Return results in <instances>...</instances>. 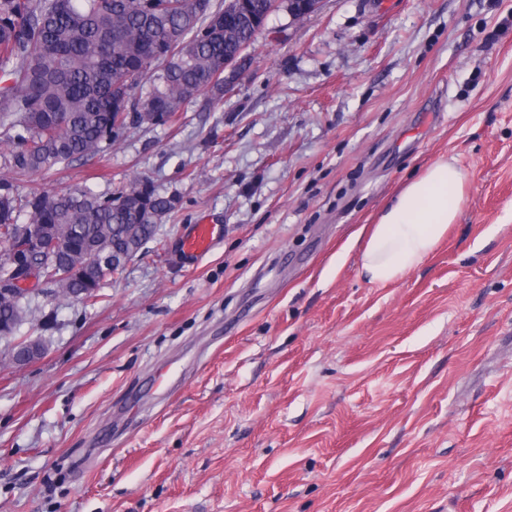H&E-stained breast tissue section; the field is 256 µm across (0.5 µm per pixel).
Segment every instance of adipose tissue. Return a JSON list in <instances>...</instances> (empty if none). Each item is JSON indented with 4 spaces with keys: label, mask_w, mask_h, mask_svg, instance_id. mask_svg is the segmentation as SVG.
I'll return each mask as SVG.
<instances>
[{
    "label": "adipose tissue",
    "mask_w": 512,
    "mask_h": 512,
    "mask_svg": "<svg viewBox=\"0 0 512 512\" xmlns=\"http://www.w3.org/2000/svg\"><path fill=\"white\" fill-rule=\"evenodd\" d=\"M466 175L452 161L429 166L379 216L362 257L370 281L388 284L418 267L455 223Z\"/></svg>",
    "instance_id": "obj_1"
}]
</instances>
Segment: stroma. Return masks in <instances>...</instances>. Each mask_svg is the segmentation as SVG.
I'll return each instance as SVG.
<instances>
[{
    "instance_id": "35a3bbf8",
    "label": "stroma",
    "mask_w": 512,
    "mask_h": 512,
    "mask_svg": "<svg viewBox=\"0 0 512 512\" xmlns=\"http://www.w3.org/2000/svg\"><path fill=\"white\" fill-rule=\"evenodd\" d=\"M439 159L455 224L370 282L360 226ZM136 177L155 239L95 305L31 295L40 360L0 339V512H512V0L273 14L222 99L0 184ZM224 233L220 224H194L181 237L180 250L187 260L205 256Z\"/></svg>"
}]
</instances>
